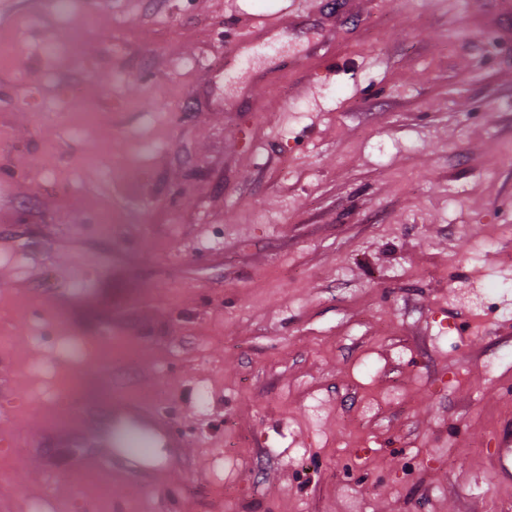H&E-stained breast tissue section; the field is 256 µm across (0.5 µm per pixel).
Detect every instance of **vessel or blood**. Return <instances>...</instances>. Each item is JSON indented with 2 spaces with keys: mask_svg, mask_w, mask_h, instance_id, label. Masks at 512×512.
<instances>
[{
  "mask_svg": "<svg viewBox=\"0 0 512 512\" xmlns=\"http://www.w3.org/2000/svg\"><path fill=\"white\" fill-rule=\"evenodd\" d=\"M85 444L102 453L121 452L123 457L144 461L152 448L167 444L174 448L184 445L183 436L152 410L128 405L116 412L101 414L98 424L86 433ZM497 473L512 478V433H504L495 450Z\"/></svg>",
  "mask_w": 512,
  "mask_h": 512,
  "instance_id": "vessel-or-blood-1",
  "label": "vessel or blood"
}]
</instances>
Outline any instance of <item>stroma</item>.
I'll list each match as a JSON object with an SVG mask.
<instances>
[{"instance_id": "obj_1", "label": "stroma", "mask_w": 512, "mask_h": 512, "mask_svg": "<svg viewBox=\"0 0 512 512\" xmlns=\"http://www.w3.org/2000/svg\"><path fill=\"white\" fill-rule=\"evenodd\" d=\"M497 3L0 0V512H512ZM150 393V477L51 449ZM512 433L507 431L503 434L499 448L495 450L497 463V474L502 478L511 481L512 478ZM510 461V466H509Z\"/></svg>"}]
</instances>
